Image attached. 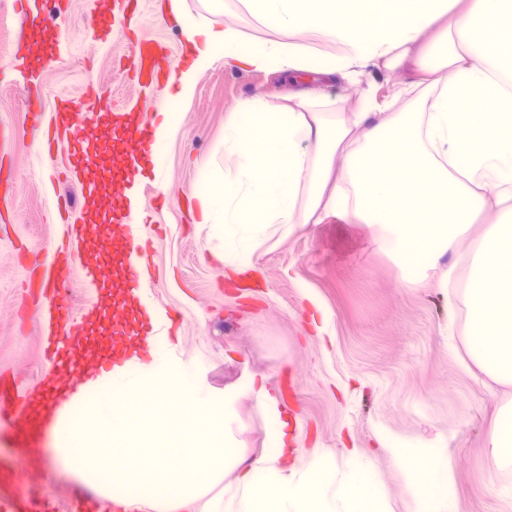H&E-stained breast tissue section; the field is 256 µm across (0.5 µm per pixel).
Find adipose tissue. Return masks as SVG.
<instances>
[{
  "label": "adipose tissue",
  "instance_id": "1",
  "mask_svg": "<svg viewBox=\"0 0 512 512\" xmlns=\"http://www.w3.org/2000/svg\"><path fill=\"white\" fill-rule=\"evenodd\" d=\"M279 36L246 40L221 8L188 16L166 0L190 60L172 73V103L188 97L216 60L291 77L303 88L288 107L261 96L224 122L225 166L208 165L193 196L202 223L224 239V258L251 268L256 246L297 224L331 216L366 225L413 285L467 244L457 292L468 318L466 354L489 380L512 384V0H240ZM300 29L332 52L293 40ZM409 66L402 93L412 110L363 102L350 122L318 107L319 77L357 63ZM486 223L482 234L473 227ZM152 354L113 351L114 365L65 417L55 418L52 455L77 481L123 512H391L363 449L289 447L276 396L246 382L204 392L160 337ZM244 396L260 405L267 445L245 461L229 429ZM379 447L411 494L413 512H457L455 475L443 438L422 443L377 431ZM490 458L512 471V406L490 426ZM438 476L427 488L421 475Z\"/></svg>",
  "mask_w": 512,
  "mask_h": 512
}]
</instances>
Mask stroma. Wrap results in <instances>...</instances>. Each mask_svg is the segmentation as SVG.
I'll return each mask as SVG.
<instances>
[{
    "mask_svg": "<svg viewBox=\"0 0 512 512\" xmlns=\"http://www.w3.org/2000/svg\"><path fill=\"white\" fill-rule=\"evenodd\" d=\"M105 2L38 0L56 50L33 74L19 75L12 60L32 49L17 38L27 8L0 0V373L16 374L26 389L51 372L28 284L61 252L83 264L149 239L142 300L175 313L172 353L206 390L220 396L246 377L265 380L288 417L292 447L365 449L393 512H412V503L377 448L376 430L420 441L447 436L459 512H512V475L494 474L488 448L503 395L465 362V308L448 302L435 278L405 287L366 225L334 217L264 244L244 273L219 261L223 239L196 228L190 190L205 163L224 161L225 115L258 94L287 105V75L215 61L183 101L159 173H146L125 197L108 168L89 186L74 180L67 145L36 147L33 98L46 124L60 101L76 102L88 132L95 112L120 124L141 114L162 119L168 78L185 63L183 37L159 16V0H139L133 15L113 10L112 38L101 41L93 28ZM146 36L156 44L152 96L139 84L137 47ZM405 79L404 70L380 63L360 67L325 84L323 109L345 120L364 99L392 102ZM91 194L115 221L73 242L68 224L87 221ZM231 430L244 454H260L266 423L254 400L237 401Z\"/></svg>",
    "mask_w": 512,
    "mask_h": 512,
    "instance_id": "35a3bbf8",
    "label": "stroma"
}]
</instances>
